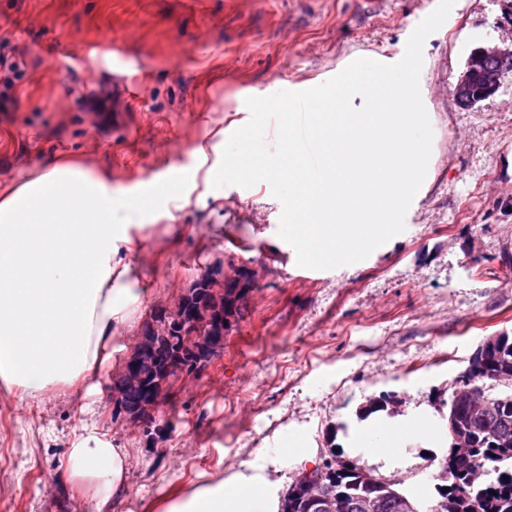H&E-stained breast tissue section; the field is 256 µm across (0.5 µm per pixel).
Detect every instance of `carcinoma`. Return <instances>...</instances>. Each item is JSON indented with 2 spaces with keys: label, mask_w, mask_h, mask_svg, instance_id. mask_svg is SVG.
<instances>
[{
  "label": "carcinoma",
  "mask_w": 512,
  "mask_h": 512,
  "mask_svg": "<svg viewBox=\"0 0 512 512\" xmlns=\"http://www.w3.org/2000/svg\"><path fill=\"white\" fill-rule=\"evenodd\" d=\"M210 290L211 283L200 275L183 293L175 310L154 311L152 320L160 325L154 340L160 345L161 360L182 350L183 317L192 316L202 329L210 325L217 308ZM248 300L249 293H240L224 306V318L229 322L242 319L248 311ZM484 369L512 373V336L503 337L501 345L486 354ZM473 385L485 399L482 418L471 420L463 412L462 404H448V413L456 415L470 435V452L460 458L455 448H450L431 475L437 497L427 506L409 498L416 512H434L433 506L440 502L446 504L443 512H512V382L502 386L477 376ZM313 474L326 491L343 497L345 512H362L360 503L365 497L377 501V512H400L403 492L376 477L366 481L352 460L333 458L313 470ZM307 503L306 489L293 483L282 499L281 512H310Z\"/></svg>",
  "instance_id": "1"
}]
</instances>
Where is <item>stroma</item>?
Masks as SVG:
<instances>
[{
	"label": "stroma",
	"instance_id": "obj_1",
	"mask_svg": "<svg viewBox=\"0 0 512 512\" xmlns=\"http://www.w3.org/2000/svg\"><path fill=\"white\" fill-rule=\"evenodd\" d=\"M438 0H0V39L23 62L0 112V185L62 154L110 176L118 210L172 184L140 232V324L174 310L216 260L255 286L215 366L181 383L149 442L116 413L105 368L99 392L55 390L28 402L0 387V512H92L68 480L81 428L129 456L127 489L109 512H149L179 485L246 470L265 457L278 495L331 449L355 445L367 401L446 424L454 379L486 337L512 335V71L498 92L459 106L470 52L512 48L504 0H456L425 41L420 92L432 112L431 182L405 229L352 266L314 272L279 234L267 183L213 187L223 148L246 124V100L321 85L359 58L398 62ZM441 93H434V86ZM204 148L197 156L196 148ZM304 453L281 460L277 449ZM415 462L363 470L424 496L430 444L408 435Z\"/></svg>",
	"mask_w": 512,
	"mask_h": 512
}]
</instances>
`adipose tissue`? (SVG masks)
<instances>
[{"mask_svg":"<svg viewBox=\"0 0 512 512\" xmlns=\"http://www.w3.org/2000/svg\"><path fill=\"white\" fill-rule=\"evenodd\" d=\"M112 183L70 157L26 181L0 186V384L40 399L89 385L119 350L141 305L134 288L131 223L112 220ZM409 421L379 424L365 442L372 462L401 461ZM69 474L94 488V512L126 489L128 455L82 431L68 450ZM159 512H280L258 472L185 486Z\"/></svg>","mask_w":512,"mask_h":512,"instance_id":"1","label":"adipose tissue"}]
</instances>
